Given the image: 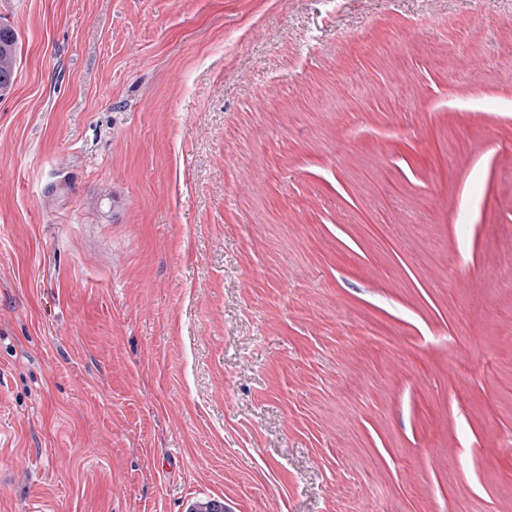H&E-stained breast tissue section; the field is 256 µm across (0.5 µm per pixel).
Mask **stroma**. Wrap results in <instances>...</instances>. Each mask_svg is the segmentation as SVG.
<instances>
[{"instance_id":"35a3bbf8","label":"stroma","mask_w":512,"mask_h":512,"mask_svg":"<svg viewBox=\"0 0 512 512\" xmlns=\"http://www.w3.org/2000/svg\"><path fill=\"white\" fill-rule=\"evenodd\" d=\"M0 512H512V0H0ZM18 36L9 25L0 24V92L12 88L17 67Z\"/></svg>"}]
</instances>
